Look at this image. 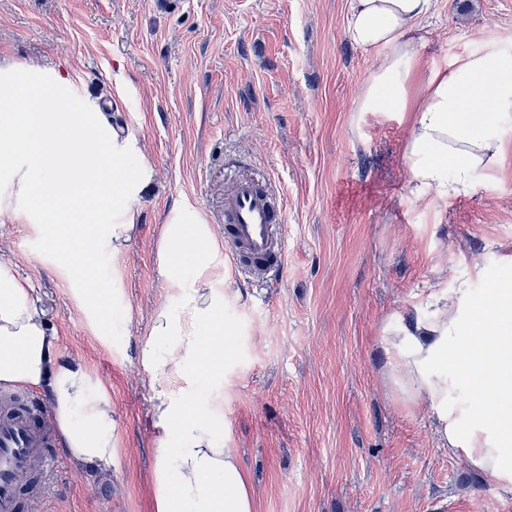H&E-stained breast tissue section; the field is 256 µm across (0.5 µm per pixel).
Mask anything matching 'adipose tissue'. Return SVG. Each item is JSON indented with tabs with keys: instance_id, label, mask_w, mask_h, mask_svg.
Here are the masks:
<instances>
[{
	"instance_id": "adipose-tissue-1",
	"label": "adipose tissue",
	"mask_w": 512,
	"mask_h": 512,
	"mask_svg": "<svg viewBox=\"0 0 512 512\" xmlns=\"http://www.w3.org/2000/svg\"><path fill=\"white\" fill-rule=\"evenodd\" d=\"M434 10L435 0H352L345 22L347 38L376 61L359 109L405 119V186L425 205L471 193L474 172L496 171L512 152L497 131L512 116V37L419 80L412 61ZM151 177L136 142L120 136L96 101L79 98L73 78L32 67L0 71V217L39 229L92 320L110 298L93 277L94 260L105 248L122 259ZM156 253L168 296L138 349L152 392L155 512H256L238 451L201 401L202 378L224 369L218 237L184 203L161 225ZM452 260L467 277L434 285L383 326L385 377L400 401L435 419L443 446L512 492V251L499 259L508 276L494 279L465 246ZM475 278L488 279L485 298L475 297ZM32 293L0 262V386L41 391L71 461L107 473L112 400L81 362L58 356ZM460 383L469 403L452 398Z\"/></svg>"
}]
</instances>
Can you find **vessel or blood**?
<instances>
[{"label": "vessel or blood", "mask_w": 512, "mask_h": 512, "mask_svg": "<svg viewBox=\"0 0 512 512\" xmlns=\"http://www.w3.org/2000/svg\"><path fill=\"white\" fill-rule=\"evenodd\" d=\"M283 204L268 187L243 175L231 178L224 196V241L233 264L258 272L284 266ZM51 432L44 419L17 411L0 416V512H20L23 480L35 469L50 473L46 453Z\"/></svg>", "instance_id": "1"}]
</instances>
